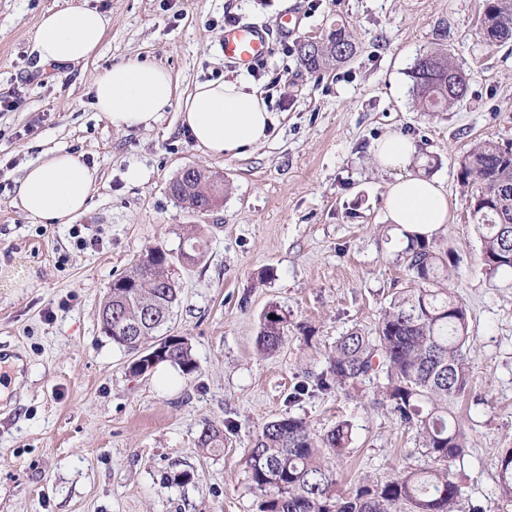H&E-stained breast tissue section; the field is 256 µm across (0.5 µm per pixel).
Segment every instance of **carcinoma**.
<instances>
[{
    "label": "carcinoma",
    "instance_id": "1",
    "mask_svg": "<svg viewBox=\"0 0 512 512\" xmlns=\"http://www.w3.org/2000/svg\"><path fill=\"white\" fill-rule=\"evenodd\" d=\"M486 41L512 42V0H485L481 27ZM356 54V44L342 28L328 42L299 45L301 64L319 73ZM412 90L424 112H441L460 102L467 91L466 76L443 52L418 58L411 71ZM462 183L470 187V208L490 277L512 274V196H496L500 181H512V145L485 140L474 145L460 161ZM172 196L194 213H201L219 197L220 186L199 170L192 184L177 177ZM164 249L155 248L128 272L112 280L99 314L112 312V327L101 328L112 343L130 353L148 344L171 319L178 301L177 282L165 272ZM205 243L197 226L182 231L179 254L187 265L197 263ZM400 260L410 275V286L391 299L375 329L366 336L351 331L336 340L328 354L329 367L317 377L324 389L353 386L383 372L387 383L383 401L401 423L418 429L432 465L410 471L385 483L362 485L336 494V459L352 442V425L340 422L323 435L312 433L305 421L282 417L258 431L247 458L251 488L262 496L260 512H458L461 489L450 465L464 457L463 431L450 419L448 400L464 394L469 384L470 336L467 309L444 287L448 254L434 242L412 237ZM153 313L141 335L130 337L125 326ZM275 318H269V315ZM288 318L276 305L260 317L256 345L272 354L284 341ZM162 361L186 376L197 370L192 345L185 336L173 337ZM198 447H224V429L203 423ZM499 489L512 499V449L499 457Z\"/></svg>",
    "mask_w": 512,
    "mask_h": 512
}]
</instances>
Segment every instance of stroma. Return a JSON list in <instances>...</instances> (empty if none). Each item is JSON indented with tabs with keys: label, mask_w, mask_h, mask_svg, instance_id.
<instances>
[{
	"label": "stroma",
	"mask_w": 512,
	"mask_h": 512,
	"mask_svg": "<svg viewBox=\"0 0 512 512\" xmlns=\"http://www.w3.org/2000/svg\"><path fill=\"white\" fill-rule=\"evenodd\" d=\"M69 3L106 17L101 47L77 64H39L40 19ZM288 7L302 16L298 35L275 40L252 69L225 61L226 18L273 29ZM482 14L483 0H0V95L20 100L0 112V359L22 363L0 383V512H259L248 453L265 422L288 415L318 435L351 423L338 491L429 465L421 435L383 403V378L288 400L297 382L326 370L340 336L373 334L409 284L385 220L392 176L372 152L393 132L413 140L411 173L439 180L450 203L433 241L449 255L446 285L471 336L468 391L451 406L467 436L452 468L460 509L512 512L497 488L500 454L512 448V277L486 273L460 179L476 143H512V43L487 44ZM340 27L354 58L308 72L298 45ZM438 49L466 72L467 94L448 111L422 112L409 72ZM132 58L167 68L183 94L199 81L245 79L276 117L269 138L213 158L174 108L151 127L115 129L93 108L91 84ZM52 149L98 172L86 210L68 224L35 223L14 204L26 166ZM132 166L144 174L136 184L125 178ZM188 166L222 180L208 213L170 192ZM188 224L200 225L207 252L197 265L175 264L179 304L163 332L189 338L198 369L164 385L158 371L131 373L98 313L113 279L154 247L177 248ZM272 304L288 329L263 356L256 337ZM207 420L233 423L221 451L198 448ZM182 470L191 481L165 483Z\"/></svg>",
	"instance_id": "stroma-1"
}]
</instances>
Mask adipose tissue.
<instances>
[{"label":"adipose tissue","instance_id":"ef3b65f1","mask_svg":"<svg viewBox=\"0 0 512 512\" xmlns=\"http://www.w3.org/2000/svg\"><path fill=\"white\" fill-rule=\"evenodd\" d=\"M106 18L88 7L47 11L36 31L40 64L78 63L95 56ZM93 106L120 130L148 128L168 109H178L197 146L215 158L236 157L262 144L274 117L263 97L240 79L196 83L178 95L165 68L138 59L102 69L92 84ZM378 164L397 171L385 195V218L420 239L431 238L450 213L448 196L437 180L408 174L414 147L400 133L376 142ZM97 181L96 169L62 150L43 153L28 165L20 180L15 205L44 224H68L81 213Z\"/></svg>","mask_w":512,"mask_h":512}]
</instances>
